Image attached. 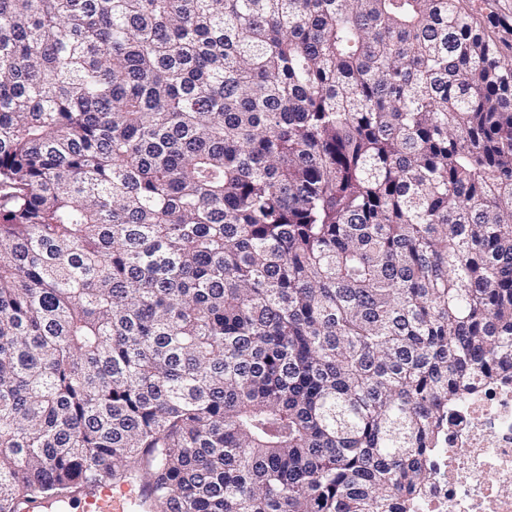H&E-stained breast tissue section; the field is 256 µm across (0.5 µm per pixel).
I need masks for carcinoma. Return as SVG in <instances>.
I'll return each mask as SVG.
<instances>
[{
    "label": "carcinoma",
    "instance_id": "1",
    "mask_svg": "<svg viewBox=\"0 0 512 512\" xmlns=\"http://www.w3.org/2000/svg\"><path fill=\"white\" fill-rule=\"evenodd\" d=\"M512 376V61L459 0H0V512H413ZM141 485L135 480L118 486L102 484L92 494L81 496L70 504L75 512H139L144 494Z\"/></svg>",
    "mask_w": 512,
    "mask_h": 512
}]
</instances>
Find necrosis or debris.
<instances>
[{
  "label": "necrosis or debris",
  "mask_w": 512,
  "mask_h": 512,
  "mask_svg": "<svg viewBox=\"0 0 512 512\" xmlns=\"http://www.w3.org/2000/svg\"><path fill=\"white\" fill-rule=\"evenodd\" d=\"M415 512H512V380L448 411Z\"/></svg>",
  "instance_id": "4bbe7bcc"
}]
</instances>
